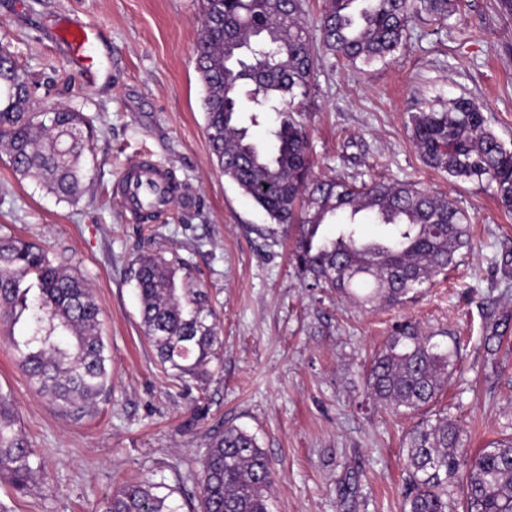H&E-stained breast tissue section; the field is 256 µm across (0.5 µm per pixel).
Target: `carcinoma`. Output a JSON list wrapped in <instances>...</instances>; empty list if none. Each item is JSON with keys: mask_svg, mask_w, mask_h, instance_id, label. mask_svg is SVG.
<instances>
[{"mask_svg": "<svg viewBox=\"0 0 512 512\" xmlns=\"http://www.w3.org/2000/svg\"><path fill=\"white\" fill-rule=\"evenodd\" d=\"M461 0H325L318 20L321 45L356 68L385 61L405 47L409 23L446 24ZM195 43L204 89L205 134L213 162L292 238L290 262L314 288L361 305L399 306L454 269L471 248L466 216L452 201L415 182L359 185L318 175L300 105L313 90L317 56L306 0H201ZM0 145L13 171L39 181L61 201H76L88 176L91 123L57 105L30 111V84L13 53H0ZM249 113L250 125L244 124ZM275 114L271 145L249 134L261 115ZM413 143L424 164L456 180H487L498 203L512 211V146L493 131L483 105L448 100L439 110L410 115ZM338 225L336 234L326 230ZM363 224H384L378 239ZM140 326L161 369L182 383H203L219 360L222 340L208 294L188 263L160 253L136 260ZM33 281L37 294L28 300ZM30 311L21 339H12L32 387L67 413H82L112 387L99 308L77 275L48 252L17 237H0V324L14 328ZM494 316L484 326L489 351L504 331ZM458 346H444L410 324L397 326L370 362L366 395L381 408L418 418L406 435L408 490L402 512H453L462 477V512H512V436L488 441L468 455L459 420L434 406L448 387ZM9 391L0 389V479L27 492L37 469ZM277 476L256 435L238 426L206 448L196 512H271ZM159 485L123 484L102 512H179Z\"/></svg>", "mask_w": 512, "mask_h": 512, "instance_id": "1", "label": "carcinoma"}]
</instances>
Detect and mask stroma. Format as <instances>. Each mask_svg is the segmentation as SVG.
<instances>
[{"mask_svg": "<svg viewBox=\"0 0 512 512\" xmlns=\"http://www.w3.org/2000/svg\"><path fill=\"white\" fill-rule=\"evenodd\" d=\"M464 18L413 20L394 59L353 70L324 58L304 104L318 173L346 181H412L468 216L473 249L405 305L358 307L309 288L262 210L224 177L205 136L196 68L198 0H0V45L37 84L36 102L93 117L90 179L78 202L15 175L0 153V236L44 247L89 284L111 358L112 387L75 418L37 394L0 336V389L11 391L40 474L27 493L0 487L8 512H98L112 489L150 478L194 512L199 459L213 434H256L278 476L272 512H402L405 436L413 419L364 400V369L396 325L461 340L443 397L466 424V448L512 435V213L485 181L425 166L409 116L449 99L483 104L512 141V12L462 0ZM101 31L98 73L71 67L62 21ZM181 184L155 223L131 219L113 192L141 157ZM190 262L221 328V362L202 387L165 377L146 343L133 272L142 253ZM508 343L487 357L486 316Z\"/></svg>", "mask_w": 512, "mask_h": 512, "instance_id": "35a3bbf8", "label": "stroma"}]
</instances>
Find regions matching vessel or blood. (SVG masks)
Masks as SVG:
<instances>
[{
    "label": "vessel or blood",
    "mask_w": 512,
    "mask_h": 512,
    "mask_svg": "<svg viewBox=\"0 0 512 512\" xmlns=\"http://www.w3.org/2000/svg\"><path fill=\"white\" fill-rule=\"evenodd\" d=\"M63 40L73 64L80 70L92 71L95 61L87 49L98 40L96 26L69 24L63 30ZM170 183L169 170L151 160L141 159L124 170L114 186V193L134 219L148 222L169 205Z\"/></svg>",
    "instance_id": "obj_1"
}]
</instances>
